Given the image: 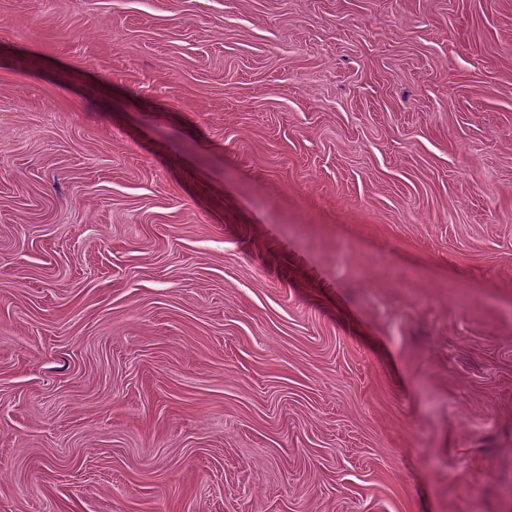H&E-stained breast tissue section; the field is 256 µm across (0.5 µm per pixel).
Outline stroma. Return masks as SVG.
Listing matches in <instances>:
<instances>
[{
    "label": "stroma",
    "mask_w": 512,
    "mask_h": 512,
    "mask_svg": "<svg viewBox=\"0 0 512 512\" xmlns=\"http://www.w3.org/2000/svg\"><path fill=\"white\" fill-rule=\"evenodd\" d=\"M0 512H512V0H0Z\"/></svg>",
    "instance_id": "1"
}]
</instances>
